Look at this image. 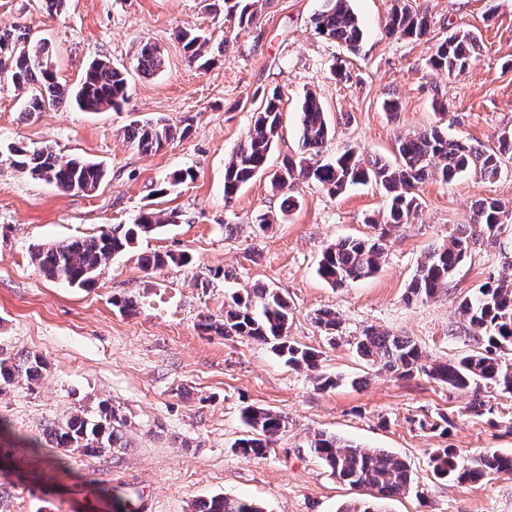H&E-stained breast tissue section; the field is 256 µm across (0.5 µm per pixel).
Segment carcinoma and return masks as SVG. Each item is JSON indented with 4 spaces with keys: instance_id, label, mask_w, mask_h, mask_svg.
<instances>
[{
    "instance_id": "cac0c4a2",
    "label": "carcinoma",
    "mask_w": 512,
    "mask_h": 512,
    "mask_svg": "<svg viewBox=\"0 0 512 512\" xmlns=\"http://www.w3.org/2000/svg\"><path fill=\"white\" fill-rule=\"evenodd\" d=\"M246 30L256 24L258 0H216ZM312 22L321 37L355 53L364 40V29L350 0H323ZM430 30L426 11L395 6L388 14L385 31L403 39H422ZM178 38L191 62L205 66L207 40L197 28H182ZM480 43L468 31L450 34L437 44L429 58V67L450 77L464 74L479 56ZM160 49L144 43L137 54V71L154 76L163 71ZM26 97L25 111L40 112L61 103L70 95L83 111L117 109L126 100L129 73L109 60L97 59L85 69L78 84L68 90L51 65L45 44L24 36L15 29L0 34V75ZM259 106L253 113L252 127L224 165V200L235 199L240 188L269 168V158L282 132L283 96L279 89L260 92ZM299 150L282 159L271 174V183L279 189L306 181L319 186L327 195L339 197L357 185L374 184L387 199L386 208L366 223L380 232L367 238L348 237L325 247L318 262L317 274L334 288H344L374 275L385 258V241L390 231L411 223L419 202L416 189L436 174L443 182L476 173L492 180L500 176L503 162L512 159V130L503 131L494 146L483 148L467 139L451 138L440 126L405 135L396 142L397 163L380 158H366L345 152L322 159L320 154L332 135V127L316 95L306 93L299 106ZM177 131L168 119L159 116L149 121H132L127 138L139 151L151 153L162 149ZM11 164L20 172L70 192L74 182L89 191L98 189L106 173L100 164L82 157L65 158L45 146L31 147L22 142L9 147ZM170 223L158 212H145L133 224H114L97 234L34 247L32 260L51 279L72 287L94 284L102 267L116 255L131 248ZM512 224V206L496 199H483L473 207L472 223L458 228L448 243L431 248L418 262L406 291L405 300L436 296L448 284L468 255L484 243L498 240L506 226ZM192 257L182 252H154L141 257V266L157 270L168 265L187 266ZM465 321L464 336L481 344L480 350L446 362H422L417 343L405 336H395L372 325L362 329L353 349L371 365L400 377L422 374L431 381L450 388L477 391L493 387L512 396V273L491 275L488 280L459 301ZM292 306L277 288L258 286L233 291L224 296V314L209 319L204 327L226 339L245 338L267 345L285 364L309 371L319 369V352L290 340ZM315 322L324 330L336 333L340 321L331 310H320ZM44 369L36 354L0 358V389L25 382L37 384ZM246 435L234 447L244 457L264 458L271 451L275 436L285 426V417L271 409L248 405L242 409ZM127 420L111 402L102 400L91 410L83 409L48 427L50 442L87 457L102 452H116L127 447ZM340 482L367 489L370 499L353 502L339 512H379L378 501L390 500L413 489L415 478L409 464L384 449L365 448L335 435L319 433L309 446ZM433 477L438 480L478 485L493 474L512 473V455L485 454L468 465L453 448H441L431 458ZM196 512H265L250 499L213 497L196 505Z\"/></svg>"
}]
</instances>
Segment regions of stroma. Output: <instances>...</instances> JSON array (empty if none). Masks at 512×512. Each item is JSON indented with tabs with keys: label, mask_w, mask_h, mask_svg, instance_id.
<instances>
[{
	"label": "stroma",
	"mask_w": 512,
	"mask_h": 512,
	"mask_svg": "<svg viewBox=\"0 0 512 512\" xmlns=\"http://www.w3.org/2000/svg\"><path fill=\"white\" fill-rule=\"evenodd\" d=\"M397 0H351L365 40L347 52L315 33L311 19L322 0H260L256 27L208 12L202 0H67L47 11L43 0H0V32L15 28L46 39L61 82L76 84L92 60L131 68L144 42L165 55L161 74L133 73L119 109L84 112L70 101L42 112L22 109V97L0 83V356L34 353L46 367L34 388L0 391V417L15 437L0 438V512H113L101 496L111 488L140 512H194L197 500L248 497L268 512H336L360 498L330 475L309 450L317 433L332 434L404 459L416 487L385 505L387 512H512V475L470 486L435 480L437 449H456L464 461L499 452L512 455V397L495 395V422L470 415L468 390L423 376L403 379L367 365L349 344L372 325L413 339L427 363L475 349L460 337L457 303L502 271L498 243L473 251L448 288L436 297L405 303L421 256L469 223L475 203L494 198L512 206V162L497 180L468 174L419 184L417 218L389 236L385 261L372 277L334 288L316 273L321 251L346 237L370 236L367 214L382 209L378 189L356 187L332 198L312 183L290 190L255 177L232 203L224 201V163L251 125L255 90L279 87L284 133L271 165L298 148V107L306 92L322 102L333 137L325 153L352 150L394 159L400 136L440 124L451 137L494 145L512 128V0H404L427 10L428 35L413 41L387 36L385 18ZM204 30L211 64L189 62L179 29ZM457 30L476 34L478 59L450 77L427 64L432 44ZM343 58L349 81L330 71ZM395 97L400 108L385 111ZM163 116L187 128L156 152L137 150L124 136L134 120ZM48 146L62 156L101 163L106 178L87 194L64 193L15 170L8 146ZM190 168L192 182L172 186V172ZM298 199L281 216L286 196ZM170 218L161 233L140 239L102 269L94 287L78 289L49 279L31 248L131 224L143 212ZM278 220L253 234L256 214ZM237 225L227 235L225 225ZM190 252L188 266L145 270L141 254ZM269 285L286 293L293 309L291 340L320 354L318 371L295 369L272 350L245 339L227 340L200 326L224 311L227 289ZM132 300L134 312L113 306ZM335 311L336 337L315 323L317 311ZM337 378L318 387V373ZM107 399L128 421L127 448L91 458L43 446L19 447L54 422ZM255 405L286 419L266 458L235 448L245 430L240 410ZM447 414V433H427L414 421Z\"/></svg>",
	"instance_id": "35a3bbf8"
}]
</instances>
